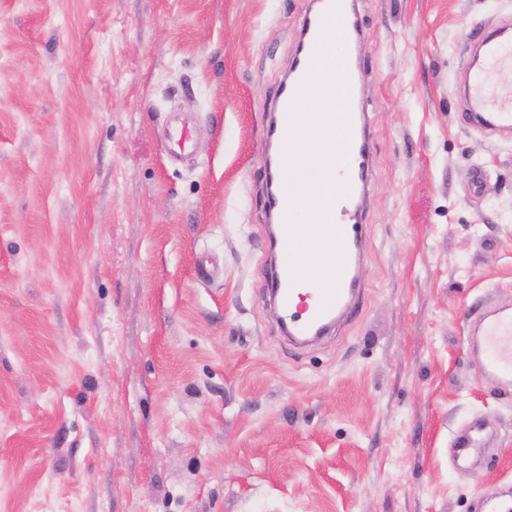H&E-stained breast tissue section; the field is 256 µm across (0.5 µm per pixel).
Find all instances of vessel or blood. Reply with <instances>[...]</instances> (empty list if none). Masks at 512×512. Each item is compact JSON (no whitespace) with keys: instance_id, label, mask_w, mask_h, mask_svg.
I'll return each mask as SVG.
<instances>
[{"instance_id":"1","label":"vessel or blood","mask_w":512,"mask_h":512,"mask_svg":"<svg viewBox=\"0 0 512 512\" xmlns=\"http://www.w3.org/2000/svg\"><path fill=\"white\" fill-rule=\"evenodd\" d=\"M349 11L350 0H312L302 22V45L294 76L280 85L276 98L274 130L278 134V152L295 149L299 140L315 139L327 130L341 132L333 156L307 173L311 184L325 187L329 192V206L324 214L297 207L303 186L285 172L276 175L273 207L278 213V244L291 256L319 247L318 261L329 267L331 275L327 282L316 278L304 280L293 264L274 267L271 295L278 309L280 327L296 344H306L329 334L343 315L353 313L360 305L357 270L364 229L358 219L367 185L370 144L359 100L348 91L339 98V112L308 114L300 109L302 97L335 91L337 79H344L348 88L355 84L356 71L348 66L337 69L335 60L322 54L329 39L341 44L352 35ZM501 36L500 30L492 29L480 38L470 60L483 62L485 69L474 74L465 88L468 120L491 130L512 128V98L492 100L486 96L485 70L512 66V47ZM164 136L178 146L176 160L189 159L193 129L187 121L174 119ZM474 334L485 353L488 373L511 382L512 313L485 312L477 319Z\"/></svg>"}]
</instances>
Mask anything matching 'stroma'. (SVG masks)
I'll list each match as a JSON object with an SVG mask.
<instances>
[{
  "label": "stroma",
  "instance_id": "1",
  "mask_svg": "<svg viewBox=\"0 0 512 512\" xmlns=\"http://www.w3.org/2000/svg\"><path fill=\"white\" fill-rule=\"evenodd\" d=\"M308 5L0 0V512H473L512 488V389L468 331L512 310V135L458 94L512 0H355L365 294L296 349L265 128ZM165 138L176 144L180 152L173 154L175 161H186L190 158L191 153L188 151L189 144L192 141L193 129L189 123L183 119L175 118L174 121L166 128L164 132Z\"/></svg>",
  "mask_w": 512,
  "mask_h": 512
}]
</instances>
